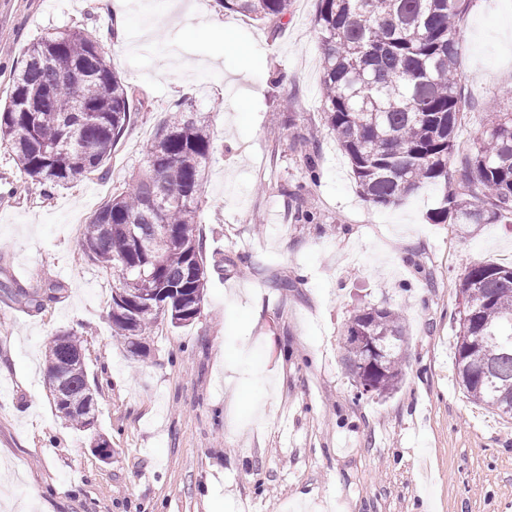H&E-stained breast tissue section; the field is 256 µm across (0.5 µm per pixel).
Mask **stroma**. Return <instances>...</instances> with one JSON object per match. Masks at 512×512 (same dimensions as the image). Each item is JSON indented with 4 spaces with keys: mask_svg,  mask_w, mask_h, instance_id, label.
I'll return each mask as SVG.
<instances>
[{
    "mask_svg": "<svg viewBox=\"0 0 512 512\" xmlns=\"http://www.w3.org/2000/svg\"><path fill=\"white\" fill-rule=\"evenodd\" d=\"M185 2L176 15L171 0H0L1 106L28 47L62 30L99 42L143 103L103 178L48 191L0 144V512H512V422L454 374L456 284L476 261L512 266V223H431L439 184L388 208L363 200L320 133L316 0H292L278 31L234 14L231 48L208 28L218 0ZM459 33L457 184L489 114L512 111V0H469ZM175 101L213 137L207 290L199 318L159 315L135 354L112 334L111 273L77 241ZM315 135L316 183L300 153ZM287 189L309 220L284 221ZM54 285L41 308L3 293ZM370 307L403 310L409 332L404 380L381 400L358 396L345 361V327ZM64 330L84 338L91 431L47 388L46 341Z\"/></svg>",
    "mask_w": 512,
    "mask_h": 512,
    "instance_id": "1",
    "label": "stroma"
}]
</instances>
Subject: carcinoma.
I'll return each instance as SVG.
<instances>
[{
	"label": "carcinoma",
	"mask_w": 512,
	"mask_h": 512,
	"mask_svg": "<svg viewBox=\"0 0 512 512\" xmlns=\"http://www.w3.org/2000/svg\"><path fill=\"white\" fill-rule=\"evenodd\" d=\"M224 9L278 30L290 0H219ZM468 0H317L323 46L324 126L347 156L361 197L374 207L396 206L425 183L448 184L466 101L457 73L458 22ZM135 90L112 70L98 43L76 31L44 35L27 51L0 109V142L9 145L20 177L50 188L107 174L112 152L137 107ZM30 103L37 109L30 112ZM205 120L176 102L157 125L144 169L92 215L78 240L92 263L112 271V331L131 351L159 313L171 325L201 315L208 274L197 217L212 155ZM472 174L463 189L445 190L434 224L512 221V118L495 112L464 156ZM139 288H154L146 303ZM57 289L15 295L41 308ZM484 304L476 317L458 316L455 370L467 399L503 415L512 401V340L489 333L500 323L512 337V266L478 261L460 277L457 294ZM386 337L382 392L399 386L409 339L405 320L388 307L350 319ZM46 374L65 376L71 411L58 412L85 429L96 408L80 337H50Z\"/></svg>",
	"instance_id": "obj_1"
}]
</instances>
